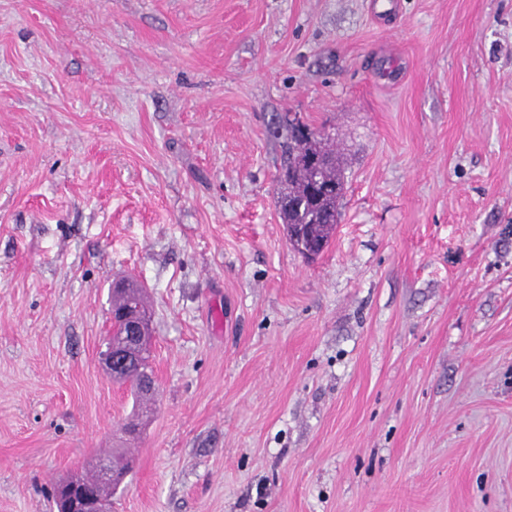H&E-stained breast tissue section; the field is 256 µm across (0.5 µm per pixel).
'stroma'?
Returning a JSON list of instances; mask_svg holds the SVG:
<instances>
[{"instance_id": "1", "label": "stroma", "mask_w": 512, "mask_h": 512, "mask_svg": "<svg viewBox=\"0 0 512 512\" xmlns=\"http://www.w3.org/2000/svg\"><path fill=\"white\" fill-rule=\"evenodd\" d=\"M401 2L0 0V512L123 447L112 512H512V0ZM291 114L347 177L312 262ZM134 286V285H130ZM136 287V286H134ZM134 304H129V303ZM128 304L120 313L123 319V327L116 333H110L106 342L105 350L101 352V360L110 376L121 379L129 370L135 369L139 374L138 389L142 393L151 395L156 393L157 383L154 374L151 372V364L141 367L133 355V349L146 341L151 342L152 328L149 324V316L143 312L141 307L147 306L143 300V292L136 288H128L122 296L112 293V312L121 306ZM140 306H137V305ZM111 312V320L112 314Z\"/></svg>"}]
</instances>
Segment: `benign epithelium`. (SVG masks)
<instances>
[{"instance_id":"benign-epithelium-1","label":"benign epithelium","mask_w":512,"mask_h":512,"mask_svg":"<svg viewBox=\"0 0 512 512\" xmlns=\"http://www.w3.org/2000/svg\"><path fill=\"white\" fill-rule=\"evenodd\" d=\"M123 319L122 331L119 335H111L101 352V360L112 377L122 378L129 370L135 368L139 374L138 389L142 393L152 394L157 390V383L151 366H139L133 355V349L151 340L152 328L149 316L135 304L127 305L120 313ZM99 483L111 486L125 479V476L112 470V459L100 462L98 466ZM65 488L64 502L59 512H112L111 500L100 495H88L78 479H67L60 483Z\"/></svg>"}]
</instances>
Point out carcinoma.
<instances>
[{"label": "carcinoma", "instance_id": "1", "mask_svg": "<svg viewBox=\"0 0 512 512\" xmlns=\"http://www.w3.org/2000/svg\"><path fill=\"white\" fill-rule=\"evenodd\" d=\"M281 168L292 173L287 181L279 183L278 192L293 202L292 208L279 209L289 242L305 257L325 250L336 231L346 186L335 139L307 124H288ZM131 302L146 307L143 293L136 288L112 296V308L116 310ZM112 464L120 474L133 468L125 448L112 449Z\"/></svg>", "mask_w": 512, "mask_h": 512}]
</instances>
